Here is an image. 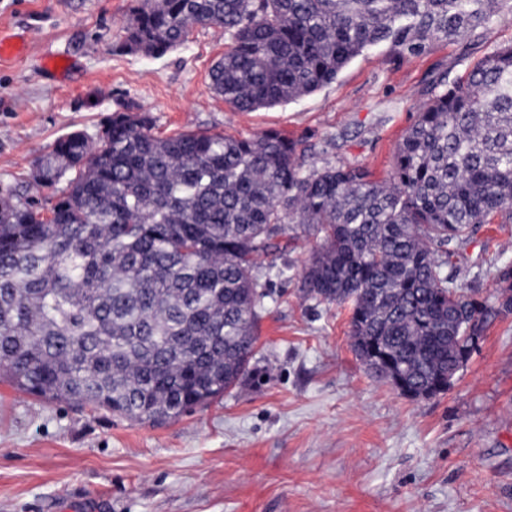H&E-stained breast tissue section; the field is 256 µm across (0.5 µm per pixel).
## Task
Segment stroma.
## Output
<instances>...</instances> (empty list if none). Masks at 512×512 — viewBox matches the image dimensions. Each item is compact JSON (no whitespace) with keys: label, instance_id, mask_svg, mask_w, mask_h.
<instances>
[{"label":"stroma","instance_id":"1","mask_svg":"<svg viewBox=\"0 0 512 512\" xmlns=\"http://www.w3.org/2000/svg\"><path fill=\"white\" fill-rule=\"evenodd\" d=\"M133 4L0 0V30L30 37L24 58L0 62V199L35 195L36 160L68 133L96 136L126 104L160 136L275 129L298 142L304 170L344 164L385 180L432 81H463L512 42L505 10L475 37L417 56L370 47L331 85L239 112L210 88L230 36L197 25L164 57L131 51ZM48 55L73 61L66 79L44 75ZM284 237L255 271L268 296L252 373L177 420L134 422L0 378V512H512V315L487 325L445 393L407 398L356 357L350 307L305 294L317 239L295 223ZM506 264L512 224H479L447 272L486 297Z\"/></svg>","mask_w":512,"mask_h":512}]
</instances>
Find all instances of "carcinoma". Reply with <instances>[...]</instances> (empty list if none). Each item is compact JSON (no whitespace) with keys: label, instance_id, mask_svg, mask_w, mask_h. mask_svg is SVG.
Listing matches in <instances>:
<instances>
[{"label":"carcinoma","instance_id":"1","mask_svg":"<svg viewBox=\"0 0 512 512\" xmlns=\"http://www.w3.org/2000/svg\"><path fill=\"white\" fill-rule=\"evenodd\" d=\"M128 47L155 58L195 25L230 48L210 86L240 112L336 81L366 48L420 55L469 38L512 0H135ZM397 145L389 180L361 168L303 172L277 130L159 136L131 107L39 160L48 205L0 200V372L18 389L160 424L252 372L267 293L257 262L292 221L321 240L311 297L351 306L356 357L404 396L428 399L512 313V266L480 297L443 271L477 224L512 223V42L462 83L440 75ZM66 187L57 188L61 180Z\"/></svg>","mask_w":512,"mask_h":512}]
</instances>
